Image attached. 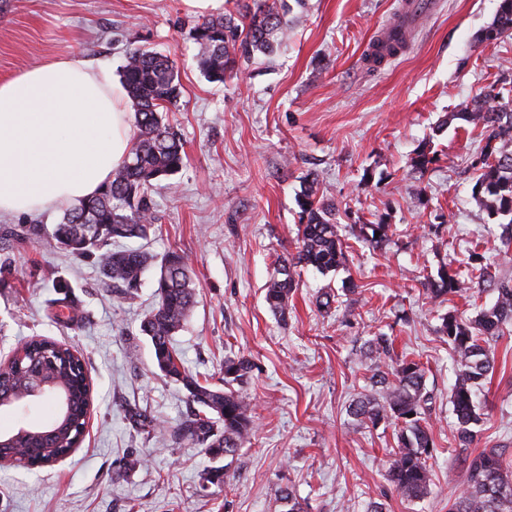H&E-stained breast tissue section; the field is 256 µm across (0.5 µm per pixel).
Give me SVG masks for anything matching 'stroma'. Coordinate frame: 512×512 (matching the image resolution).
Wrapping results in <instances>:
<instances>
[{
    "label": "stroma",
    "mask_w": 512,
    "mask_h": 512,
    "mask_svg": "<svg viewBox=\"0 0 512 512\" xmlns=\"http://www.w3.org/2000/svg\"><path fill=\"white\" fill-rule=\"evenodd\" d=\"M287 48L242 65L224 83L196 67L192 28L199 18L184 0H0V78L49 60L80 57L119 78L131 49L147 46L175 62L182 95L168 118L188 162L152 194L156 222L146 244L155 255L182 251L195 272L196 304L175 337L186 369L217 382L228 355L256 364L246 387L256 433L241 448L229 486H204L214 462L202 446L146 433L131 414L168 426L193 413L187 392L166 379L139 324L155 301L152 276L134 298L104 284L90 260H78L46 237L60 210L0 216V361L20 339L50 336L84 357L95 392L78 449L32 470L0 465V512H287L292 488L305 512H448L465 480L457 459L455 381L439 316L475 318L493 290L435 303L425 272L465 254L482 238L502 279L512 255L499 254L501 229L471 200L469 158L479 133L449 113L494 81L512 84V35L479 39L498 0H437L412 29L406 47L384 66L366 61L372 42L395 19L402 0H305ZM440 155L418 176L408 159L424 141ZM317 174L337 209L338 232L352 243L349 270L301 267L287 322L267 309L264 288L278 256L294 251L297 199ZM428 186V204L413 196ZM394 235L380 249L357 243L351 227L375 221ZM65 279L87 317L70 329L53 322L46 302ZM354 281L337 311L316 305L323 289ZM392 336L396 351L419 355L425 388L436 400L438 446L433 492L410 501L386 477L396 440L392 424L359 425L348 413L366 385L365 341ZM495 370L471 453L501 448L512 461V334L493 342Z\"/></svg>",
    "instance_id": "stroma-1"
}]
</instances>
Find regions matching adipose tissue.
Masks as SVG:
<instances>
[{
    "label": "adipose tissue",
    "mask_w": 512,
    "mask_h": 512,
    "mask_svg": "<svg viewBox=\"0 0 512 512\" xmlns=\"http://www.w3.org/2000/svg\"><path fill=\"white\" fill-rule=\"evenodd\" d=\"M124 89L79 58L0 79V215L75 205L128 157Z\"/></svg>",
    "instance_id": "obj_1"
}]
</instances>
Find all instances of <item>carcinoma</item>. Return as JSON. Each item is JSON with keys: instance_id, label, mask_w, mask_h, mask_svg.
<instances>
[{"instance_id": "carcinoma-1", "label": "carcinoma", "mask_w": 512, "mask_h": 512, "mask_svg": "<svg viewBox=\"0 0 512 512\" xmlns=\"http://www.w3.org/2000/svg\"><path fill=\"white\" fill-rule=\"evenodd\" d=\"M290 10L278 0H235L234 10L197 22L192 30L198 45L197 67L210 82L233 77L244 63L258 55L271 56L286 42L294 24ZM512 32V0H499L496 16L481 35L493 42ZM408 33L398 27L375 41L377 49L367 57L372 63L402 50ZM121 82L132 104L136 134L128 158L112 172V180L92 198L65 210L54 225L51 238L71 256L93 258L104 283L133 297L146 272L154 270L156 305L140 325L150 339L154 361L162 375L183 386L198 406L194 416L170 431L174 440H190L206 453H222L234 459L255 433L250 398L244 386L253 376L255 363L244 355L226 356L218 382L201 383L186 371L174 347V336L186 324L196 302L193 270L184 254L171 250L157 257L139 248H115L125 239H144L155 217L151 194L162 180L186 165L184 144L167 121V112L181 96L178 72L171 59L155 50H133L121 71ZM505 87L492 84L477 98L461 105L448 120H461L481 129L483 145L469 167L476 181L472 199L489 216L501 221L503 252L512 248V109L502 105ZM439 161L431 147L417 150L411 169L424 176ZM300 208L296 253L278 257L275 275L267 284L265 301L281 320L288 319L294 288V269L311 267L325 274L346 268L350 246L336 225V206L320 196L319 182L307 178L298 198ZM391 225H356V239L378 249L391 239ZM467 275L477 285L496 293L494 303L480 310L468 323L456 311L440 315L438 333L447 339L456 381L450 402L456 417V438L466 468L464 488L448 499V512H512V468L498 448H485L471 457L465 454L477 437L481 420L477 392L494 372L491 342L512 327V280L497 277L494 265L474 250ZM460 269L449 262L425 277L426 293L433 300L464 291ZM54 287L63 296L48 302V316L63 324H77L85 312L69 297L70 284L62 279ZM372 360V390L358 393L349 414L361 425L376 427L390 422L396 427V446L388 460L387 477L394 490L407 500L421 499L432 491V466L437 444L432 431L433 398L425 388L424 364L394 351L392 337L378 333L365 341ZM52 380L54 390L65 394L67 408L49 396L51 412L26 430L23 447L30 459L50 460L77 449L84 433L85 414L93 404V386L84 357L74 348L50 337L33 336L15 350L9 363L0 366V400L16 405L18 391L36 390L40 377Z\"/></svg>"}]
</instances>
